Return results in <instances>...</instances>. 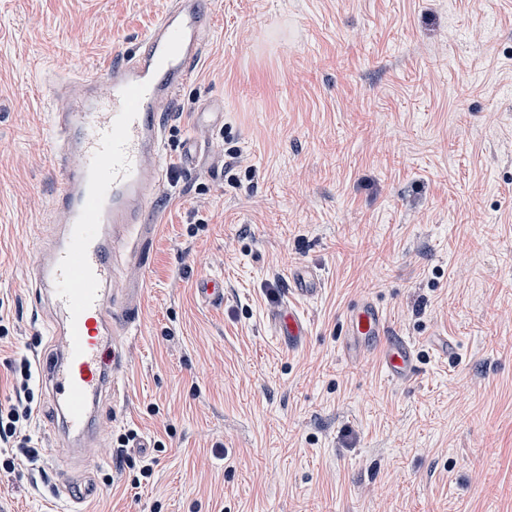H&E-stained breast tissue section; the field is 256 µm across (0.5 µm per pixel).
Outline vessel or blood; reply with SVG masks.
Wrapping results in <instances>:
<instances>
[{"instance_id": "vessel-or-blood-1", "label": "vessel or blood", "mask_w": 512, "mask_h": 512, "mask_svg": "<svg viewBox=\"0 0 512 512\" xmlns=\"http://www.w3.org/2000/svg\"><path fill=\"white\" fill-rule=\"evenodd\" d=\"M213 27L207 0H168L135 50L96 76L64 80L52 90L65 103L50 114L47 141L60 182L52 231L39 240L29 282L33 314L55 350L38 363L62 424L48 433L50 452L67 453L84 466L80 475L55 476V499L69 503L68 512H78V503L95 490L92 450L99 429L87 406L117 396L132 358L126 337L142 318L141 243L155 230L154 205L167 187L165 116L189 83ZM195 291L208 306L224 304L223 279L201 277ZM321 291L322 277L310 264L289 272L287 293L269 315L288 351L301 350L311 334L300 301ZM340 338L349 363L379 354L393 385L421 372L416 345L390 329L371 298L351 305Z\"/></svg>"}]
</instances>
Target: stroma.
<instances>
[{
	"mask_svg": "<svg viewBox=\"0 0 512 512\" xmlns=\"http://www.w3.org/2000/svg\"><path fill=\"white\" fill-rule=\"evenodd\" d=\"M216 25L169 117L142 323L86 512H512V0H211ZM167 0H0V404L50 345L26 271L59 174L41 80L134 48ZM224 104V126L195 112ZM206 143L185 170L184 141ZM305 261L324 280L306 347L269 311ZM223 278L224 305L193 292ZM372 296L422 375L350 365L338 331ZM454 336L439 358L423 340ZM133 430L138 447L115 448ZM154 476L133 487L142 458ZM36 467L0 512H56Z\"/></svg>",
	"mask_w": 512,
	"mask_h": 512,
	"instance_id": "obj_1",
	"label": "stroma"
}]
</instances>
